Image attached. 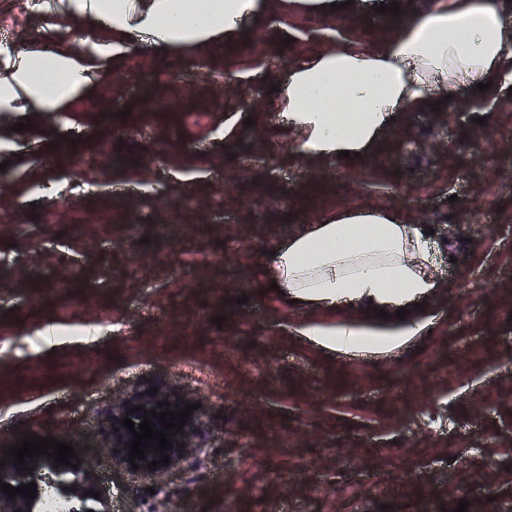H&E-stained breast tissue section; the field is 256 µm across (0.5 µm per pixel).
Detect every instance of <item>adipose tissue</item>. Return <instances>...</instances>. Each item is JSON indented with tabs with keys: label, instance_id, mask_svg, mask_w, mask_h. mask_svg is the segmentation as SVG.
<instances>
[{
	"label": "adipose tissue",
	"instance_id": "obj_1",
	"mask_svg": "<svg viewBox=\"0 0 512 512\" xmlns=\"http://www.w3.org/2000/svg\"><path fill=\"white\" fill-rule=\"evenodd\" d=\"M270 0H88L80 12L108 24V41L77 55L47 42L0 71V111L25 102L48 112L85 93L103 61L119 58L132 39L160 51L236 40L248 19L269 14ZM512 0H440L413 14L384 42L354 39L293 67L282 86L296 152L334 160L339 152L376 150L393 118L429 96L462 97L479 83L512 77ZM53 76L46 88L41 74ZM269 280L284 300L320 311L342 300L374 313L430 299L441 286L425 226L394 209H348L328 215L266 257ZM430 320L412 315L395 327L371 330L343 319L312 320L297 331L325 350L381 352L421 335Z\"/></svg>",
	"mask_w": 512,
	"mask_h": 512
}]
</instances>
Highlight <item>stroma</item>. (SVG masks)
<instances>
[{"mask_svg": "<svg viewBox=\"0 0 512 512\" xmlns=\"http://www.w3.org/2000/svg\"><path fill=\"white\" fill-rule=\"evenodd\" d=\"M40 2L0 0L1 50L108 39ZM431 4L363 0L328 18L274 0L279 22L249 20L238 41L141 43L57 111L0 112V452L28 433L75 443L112 512H154L161 485L172 512H512V88L409 108L374 153L338 162L299 159L276 106L293 64L381 42ZM148 95L169 119L140 117ZM354 207L434 231L432 329L387 355L298 335L314 318L385 321L282 307L260 272L322 212ZM63 277L69 292L53 293ZM70 322L81 340L55 343ZM165 375L206 408L202 453L159 479L113 469L98 415Z\"/></svg>", "mask_w": 512, "mask_h": 512, "instance_id": "1", "label": "stroma"}]
</instances>
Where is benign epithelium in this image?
<instances>
[{
    "mask_svg": "<svg viewBox=\"0 0 512 512\" xmlns=\"http://www.w3.org/2000/svg\"><path fill=\"white\" fill-rule=\"evenodd\" d=\"M169 402L170 410L176 411L186 404H193V400L184 396L181 391L172 384L158 385V393L152 395L150 392L136 393L126 399L112 405V410L103 419V424L109 434V447L114 449L112 452V466L124 471H132L129 462L128 443L133 439V433L126 430L122 424L124 418L131 419L135 424H140L143 420L144 411L130 413V407L142 405L145 411L157 409V403ZM119 431H114V428ZM200 419L198 413L190 415L188 422L182 427V431L170 437L172 446L167 448V454L170 455V464L164 463L156 468H148L147 464L160 458V453H146V459L138 461L139 468L134 470L136 473L145 476H158L171 471L175 464L183 460L186 456L194 453L200 448L197 441ZM36 466L33 471L23 472L20 467L14 465L12 459L6 460V465L0 470V481L13 487L31 482L37 484L43 482L48 476L53 475L57 478V484L64 485L67 491L62 497L67 502L80 503L81 512H112L105 497L94 498L87 494L91 490L96 492L100 490L99 479L94 470L85 462L79 463L78 469L70 466L61 465L59 467L53 464V460L41 455L26 461V467ZM41 495L31 502H26L22 495L9 498L6 494L0 492V512H38V503Z\"/></svg>",
    "mask_w": 512,
    "mask_h": 512,
    "instance_id": "1",
    "label": "benign epithelium"
}]
</instances>
